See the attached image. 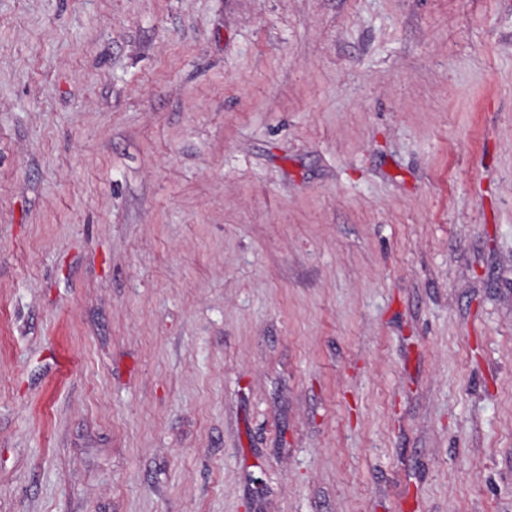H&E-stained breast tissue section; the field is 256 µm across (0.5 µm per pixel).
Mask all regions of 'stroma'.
Returning <instances> with one entry per match:
<instances>
[{
  "mask_svg": "<svg viewBox=\"0 0 512 512\" xmlns=\"http://www.w3.org/2000/svg\"><path fill=\"white\" fill-rule=\"evenodd\" d=\"M0 512H512V0H0Z\"/></svg>",
  "mask_w": 512,
  "mask_h": 512,
  "instance_id": "35a3bbf8",
  "label": "stroma"
}]
</instances>
